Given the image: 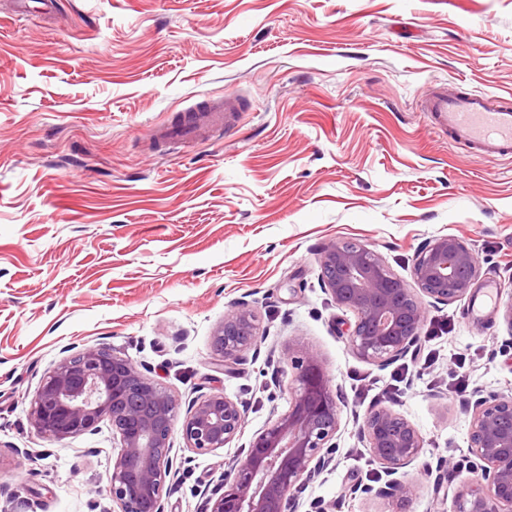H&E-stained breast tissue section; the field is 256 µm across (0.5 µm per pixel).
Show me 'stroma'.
<instances>
[{
	"label": "stroma",
	"instance_id": "stroma-1",
	"mask_svg": "<svg viewBox=\"0 0 512 512\" xmlns=\"http://www.w3.org/2000/svg\"><path fill=\"white\" fill-rule=\"evenodd\" d=\"M512 92V0H59L18 16L0 0V512H119L107 491L109 423L53 442L30 422L41 381L92 346L129 358L176 398L241 401L240 434L207 454L171 438L164 512H207L225 458L288 409L289 344L316 351L342 396L403 414L421 458L450 459L435 490L416 474L409 512H441L472 479L467 398L512 394V159H481L435 129L434 83ZM229 93L242 112L202 140L160 132ZM474 255L473 297L425 304L430 368L382 396L394 365L339 336L353 312L319 257L352 238L410 280L424 241ZM247 298L263 342L237 374L212 336ZM342 406L334 460L298 512H394L361 493L381 468Z\"/></svg>",
	"mask_w": 512,
	"mask_h": 512
}]
</instances>
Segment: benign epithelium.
Returning <instances> with one entry per match:
<instances>
[{
  "instance_id": "7a95c632",
  "label": "benign epithelium",
  "mask_w": 512,
  "mask_h": 512,
  "mask_svg": "<svg viewBox=\"0 0 512 512\" xmlns=\"http://www.w3.org/2000/svg\"><path fill=\"white\" fill-rule=\"evenodd\" d=\"M319 264L324 290L336 306L355 314L354 325L346 328L348 346L358 357L381 366L416 355L424 299L442 305L456 302L478 277L470 250L447 235L418 248L411 284L354 239L325 247ZM260 347L256 317L250 302L241 298L215 331L213 351L224 373L231 375L244 353ZM288 360L296 371L288 387V411L253 438L246 454L224 461V492L208 504V512H296L298 490L332 463L341 395L333 390L317 352L290 348ZM468 411L470 453L479 461L481 482L457 497L452 512H512V397H479ZM30 419L37 435L54 441L92 433L109 421L119 438L108 479L112 501L121 512H163L177 401L131 360L103 347L62 359L38 388ZM243 426L242 403L222 390L212 391L189 404L182 438L187 450L206 454L229 444ZM359 435L372 460L391 473L410 466L427 474L448 469L443 457L434 466L419 462L420 432L390 407H370ZM363 492L393 499L399 512H406L416 481L405 477Z\"/></svg>"
}]
</instances>
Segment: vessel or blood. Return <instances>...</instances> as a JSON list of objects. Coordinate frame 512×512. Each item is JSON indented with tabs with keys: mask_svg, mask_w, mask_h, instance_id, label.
<instances>
[{
	"mask_svg": "<svg viewBox=\"0 0 512 512\" xmlns=\"http://www.w3.org/2000/svg\"><path fill=\"white\" fill-rule=\"evenodd\" d=\"M432 123L448 131L459 143L483 158L512 157V94L491 96L482 92H463L443 86L434 88L422 101ZM240 99L232 94L211 100L204 116L193 125L166 129L170 139L196 138L209 128L224 124L241 111Z\"/></svg>",
	"mask_w": 512,
	"mask_h": 512,
	"instance_id": "vessel-or-blood-1",
	"label": "vessel or blood"
}]
</instances>
